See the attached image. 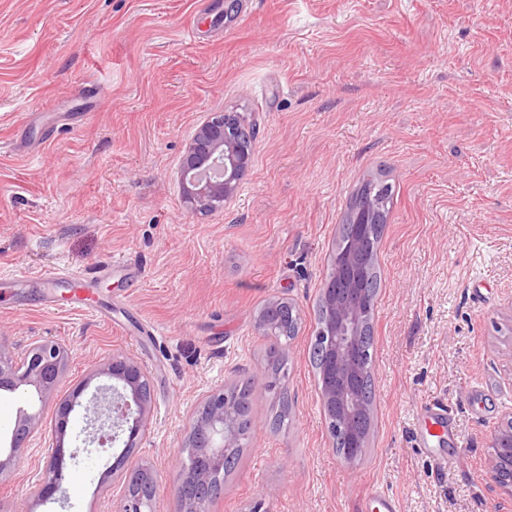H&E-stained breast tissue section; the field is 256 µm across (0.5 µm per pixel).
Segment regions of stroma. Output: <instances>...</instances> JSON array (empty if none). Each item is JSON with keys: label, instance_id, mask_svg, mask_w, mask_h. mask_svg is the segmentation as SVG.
Returning a JSON list of instances; mask_svg holds the SVG:
<instances>
[{"label": "stroma", "instance_id": "obj_1", "mask_svg": "<svg viewBox=\"0 0 512 512\" xmlns=\"http://www.w3.org/2000/svg\"><path fill=\"white\" fill-rule=\"evenodd\" d=\"M225 110L255 124L254 159L223 210L194 213L181 159ZM372 175L395 196L370 437L348 465L309 350L347 202ZM112 260L145 278L97 284L108 323L21 280ZM1 270L19 280L0 288V348L61 343L59 397L116 355L146 369L150 431L123 467L154 466L156 512H177L171 478L202 394L248 378L251 429L211 512H363L375 491L400 512H499L487 474L512 418V0H0ZM273 299L301 322L271 389L255 319ZM429 405L458 441L430 436ZM56 412L45 405L0 482V512H119L120 451L82 446L80 408L67 496L29 498Z\"/></svg>", "mask_w": 512, "mask_h": 512}]
</instances>
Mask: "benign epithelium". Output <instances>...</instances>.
Masks as SVG:
<instances>
[{"mask_svg":"<svg viewBox=\"0 0 512 512\" xmlns=\"http://www.w3.org/2000/svg\"><path fill=\"white\" fill-rule=\"evenodd\" d=\"M255 133L243 112H213L199 126L187 145L180 168V185L185 203L199 212H216L237 192L251 156L240 152L242 133ZM346 240L332 263L331 273L322 291L324 310L316 326L314 343L319 352L318 382L324 414L331 437L344 443L340 456L348 463L360 460L367 448L371 426V405L356 393L357 382L371 373L369 318L373 299L367 291L334 288L337 267L353 263L358 256L376 258L378 243L364 224L346 225ZM282 300L268 303V313L258 315L256 327L262 335L278 342L275 336L277 309ZM65 350L53 341H38L21 356L0 348V389L23 391L29 398L45 405L54 398L63 379ZM106 377L110 384L95 388L86 404L79 398L92 380ZM143 368L132 358L114 356L112 361L96 367L73 391L70 399L59 404L56 438L47 448L42 482L33 491L35 499L51 498L71 481L67 460L78 449L65 446L71 411L81 405L89 417L90 432L85 442L101 446L137 448L148 430L151 393ZM243 405L235 403L230 393L219 390L208 395L193 416L185 445L180 452L188 457L175 480L180 496L179 512H210L215 495L222 491L224 452L243 447L241 422ZM40 413L22 410L9 440L0 441V479L8 475L25 451L28 437L38 430ZM489 487L512 496V477H501V459L512 454V418L499 429L491 442ZM112 482L123 489L120 512H153L158 473L143 464L128 473L112 466Z\"/></svg>","mask_w":512,"mask_h":512,"instance_id":"1","label":"benign epithelium"}]
</instances>
